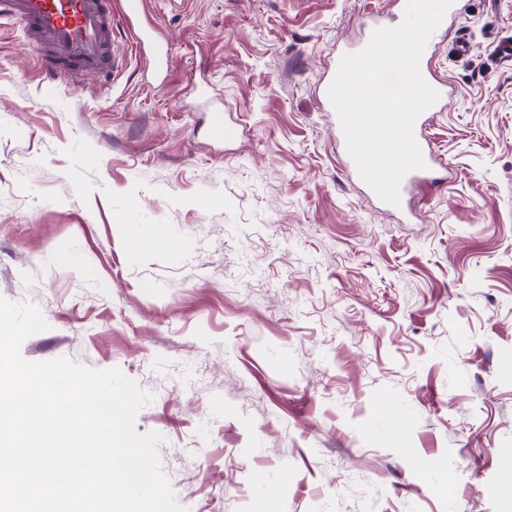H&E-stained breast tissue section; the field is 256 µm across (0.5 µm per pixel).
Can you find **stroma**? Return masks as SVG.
Masks as SVG:
<instances>
[{
  "mask_svg": "<svg viewBox=\"0 0 512 512\" xmlns=\"http://www.w3.org/2000/svg\"><path fill=\"white\" fill-rule=\"evenodd\" d=\"M147 13L162 74L122 28L109 79L50 88L0 20V295L50 325L22 355L152 394L136 430L161 435L188 512H512V0H462L435 30L451 95L425 134L448 179L404 214L344 169L318 99L367 14L402 22L399 0ZM211 103L237 137H211ZM133 233L179 251L131 257ZM500 473L497 493L506 498H512V448L499 450Z\"/></svg>",
  "mask_w": 512,
  "mask_h": 512,
  "instance_id": "obj_1",
  "label": "stroma"
}]
</instances>
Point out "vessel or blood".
Segmentation results:
<instances>
[{
	"instance_id": "vessel-or-blood-1",
	"label": "vessel or blood",
	"mask_w": 512,
	"mask_h": 512,
	"mask_svg": "<svg viewBox=\"0 0 512 512\" xmlns=\"http://www.w3.org/2000/svg\"><path fill=\"white\" fill-rule=\"evenodd\" d=\"M145 14L146 0H121L117 15L112 0H0V17L23 24L25 38L39 48L40 64L50 80L64 73L108 77L121 60V49L112 38L115 24L138 25ZM431 116L427 110L415 121L425 166L403 178L401 195H408L412 183L439 181L437 159L425 137Z\"/></svg>"
}]
</instances>
